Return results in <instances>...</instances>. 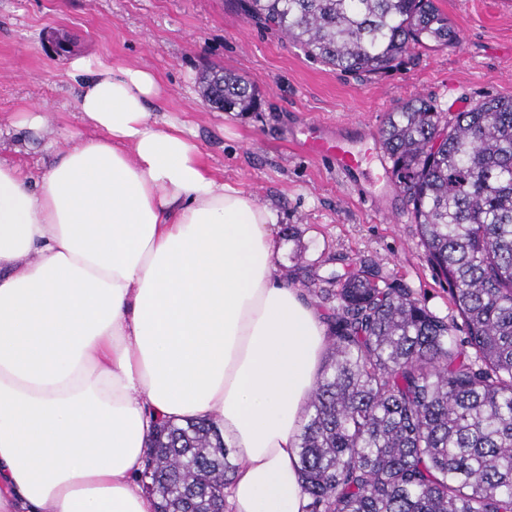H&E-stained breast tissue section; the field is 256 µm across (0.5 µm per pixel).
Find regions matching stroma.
<instances>
[{"label": "stroma", "mask_w": 512, "mask_h": 512, "mask_svg": "<svg viewBox=\"0 0 512 512\" xmlns=\"http://www.w3.org/2000/svg\"><path fill=\"white\" fill-rule=\"evenodd\" d=\"M437 5L455 22L458 44L418 49L385 73L356 77L248 21L233 0H0V156L35 173L66 150L68 134H88L70 59L153 71L162 85L149 104L153 116L183 126L219 178L277 209L274 265L289 281L302 266L343 278L363 262L436 315L453 316L447 286L427 262L394 185L379 187L381 206L373 208L360 187L297 146L312 123L353 122L359 132L379 133L409 97L447 113L512 97V0ZM53 31L68 35V54L53 48ZM213 65L253 83L259 108H211L198 74ZM34 105L44 110V130L9 126Z\"/></svg>", "instance_id": "35a3bbf8"}]
</instances>
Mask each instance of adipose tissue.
<instances>
[{
	"label": "adipose tissue",
	"instance_id": "1",
	"mask_svg": "<svg viewBox=\"0 0 512 512\" xmlns=\"http://www.w3.org/2000/svg\"><path fill=\"white\" fill-rule=\"evenodd\" d=\"M71 69L93 135L35 175L0 158V512H153L164 419L235 448L230 512H304L326 327L275 268V210L152 117L153 72Z\"/></svg>",
	"mask_w": 512,
	"mask_h": 512
}]
</instances>
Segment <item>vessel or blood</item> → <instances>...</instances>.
I'll return each mask as SVG.
<instances>
[{"label": "vessel or blood", "mask_w": 512, "mask_h": 512, "mask_svg": "<svg viewBox=\"0 0 512 512\" xmlns=\"http://www.w3.org/2000/svg\"><path fill=\"white\" fill-rule=\"evenodd\" d=\"M300 147L311 156L327 159L336 171L365 182L382 183L386 173V162L373 137L356 146L341 132L314 123L307 128Z\"/></svg>", "instance_id": "obj_1"}]
</instances>
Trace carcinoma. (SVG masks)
Masks as SVG:
<instances>
[{"label":"carcinoma","mask_w":512,"mask_h":512,"mask_svg":"<svg viewBox=\"0 0 512 512\" xmlns=\"http://www.w3.org/2000/svg\"><path fill=\"white\" fill-rule=\"evenodd\" d=\"M250 21L345 73L381 74L458 29L435 0H234ZM202 96L252 112L254 84L205 69ZM379 145L427 261L466 329L366 264L327 317L329 363L297 435L305 512H512V98L389 113ZM154 512H224L239 466L205 421L155 429Z\"/></svg>","instance_id":"cac0c4a2"}]
</instances>
